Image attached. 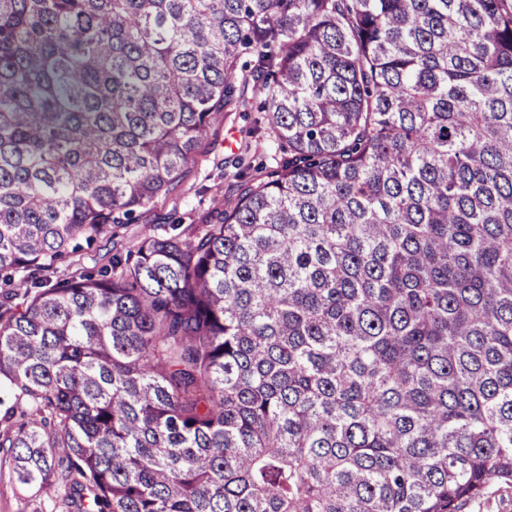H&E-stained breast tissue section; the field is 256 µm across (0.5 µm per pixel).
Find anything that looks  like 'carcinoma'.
<instances>
[{
	"label": "carcinoma",
	"mask_w": 512,
	"mask_h": 512,
	"mask_svg": "<svg viewBox=\"0 0 512 512\" xmlns=\"http://www.w3.org/2000/svg\"><path fill=\"white\" fill-rule=\"evenodd\" d=\"M250 92L288 157L49 285ZM0 285V448L81 512L511 485L512 0H0Z\"/></svg>",
	"instance_id": "obj_1"
}]
</instances>
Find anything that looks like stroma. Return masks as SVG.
<instances>
[{"instance_id": "1", "label": "stroma", "mask_w": 512, "mask_h": 512, "mask_svg": "<svg viewBox=\"0 0 512 512\" xmlns=\"http://www.w3.org/2000/svg\"><path fill=\"white\" fill-rule=\"evenodd\" d=\"M254 113L225 107L213 113L197 160L166 197L148 206L131 224L113 228L111 239H101L89 249L55 262L51 282L68 278L74 271L98 273L112 254L127 252L145 237L164 233L170 225L182 228L199 223L208 211L224 207L241 192L237 176L240 164L268 168L274 160L263 139L252 135ZM0 512H70L55 493L25 488L12 476V464L0 453Z\"/></svg>"}]
</instances>
